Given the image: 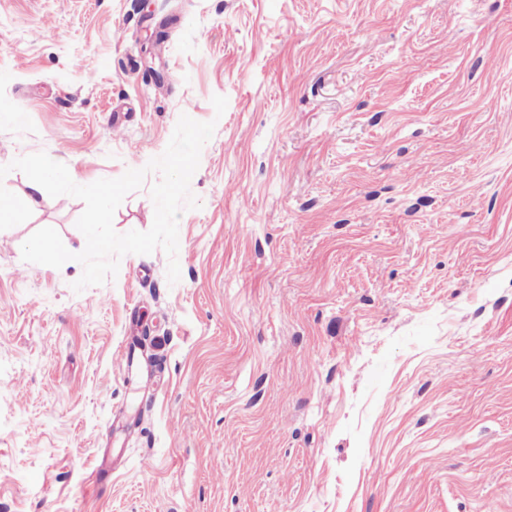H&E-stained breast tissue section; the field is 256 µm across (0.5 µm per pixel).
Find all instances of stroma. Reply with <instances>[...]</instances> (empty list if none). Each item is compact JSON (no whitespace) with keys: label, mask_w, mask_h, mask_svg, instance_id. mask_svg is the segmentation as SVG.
Wrapping results in <instances>:
<instances>
[{"label":"stroma","mask_w":512,"mask_h":512,"mask_svg":"<svg viewBox=\"0 0 512 512\" xmlns=\"http://www.w3.org/2000/svg\"><path fill=\"white\" fill-rule=\"evenodd\" d=\"M183 114L177 283L25 262L80 199L0 222V512H512V0H0V195Z\"/></svg>","instance_id":"1"}]
</instances>
